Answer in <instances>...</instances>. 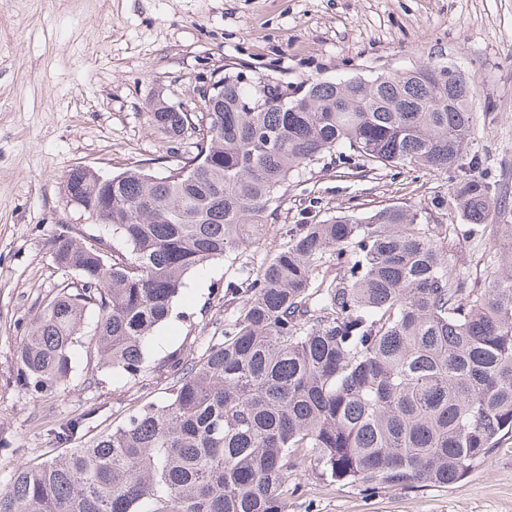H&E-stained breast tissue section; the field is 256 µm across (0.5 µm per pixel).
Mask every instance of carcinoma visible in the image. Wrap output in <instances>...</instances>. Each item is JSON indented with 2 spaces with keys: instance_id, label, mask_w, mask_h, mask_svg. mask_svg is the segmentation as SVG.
<instances>
[{
  "instance_id": "cac0c4a2",
  "label": "carcinoma",
  "mask_w": 512,
  "mask_h": 512,
  "mask_svg": "<svg viewBox=\"0 0 512 512\" xmlns=\"http://www.w3.org/2000/svg\"><path fill=\"white\" fill-rule=\"evenodd\" d=\"M435 69L315 79L296 98L222 71L210 96L194 89L191 112L149 105L154 128L189 149L161 177L135 167L106 184L68 171L66 198L124 248L57 227L54 261L78 282L31 324L23 389L61 390L86 344L97 367L141 378L186 275L253 243L292 177L320 160L371 179L457 173L433 207L476 226L506 213L507 197L463 172L479 164L468 157L474 93ZM224 288L238 311L201 360L168 357L170 398L82 448L19 465L0 512H287L305 459L331 483L448 487L512 433V250L485 287L463 288L418 211L340 212L290 225L263 268Z\"/></svg>"
}]
</instances>
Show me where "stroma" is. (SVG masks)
<instances>
[{"label": "stroma", "instance_id": "1", "mask_svg": "<svg viewBox=\"0 0 512 512\" xmlns=\"http://www.w3.org/2000/svg\"><path fill=\"white\" fill-rule=\"evenodd\" d=\"M426 62L457 69L474 91L476 173L512 196V0H0V492L18 465L83 447L140 407L166 402L173 380L162 362L174 352L200 357L223 336L238 305L225 283L269 259L288 225L304 223L311 200L322 220L387 205L420 210L424 223L448 225L442 246L463 287L487 284L512 240L432 206L451 184L447 174L386 169L372 180L314 165L295 177L260 239L189 274L172 317L147 343L143 378L95 369L79 348L65 390L37 398L18 383L29 322L77 280L53 259L57 226L79 238L112 235L67 204L65 175L135 165L165 175L180 144L152 127L154 99L189 102V88L227 64L297 88ZM74 417L79 432L56 443L54 431ZM292 479L302 491L288 512H512V434L447 488L370 492L321 480L306 461Z\"/></svg>", "mask_w": 512, "mask_h": 512}]
</instances>
